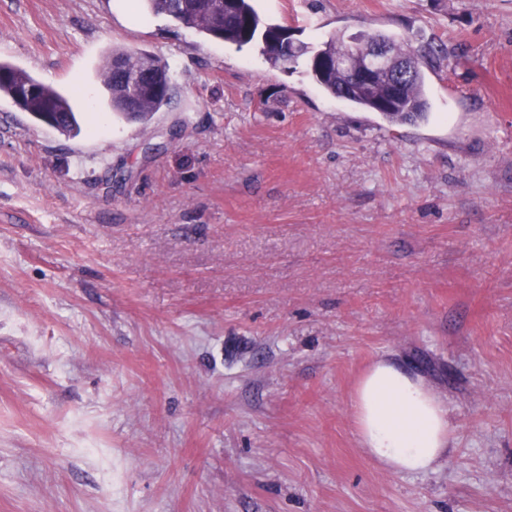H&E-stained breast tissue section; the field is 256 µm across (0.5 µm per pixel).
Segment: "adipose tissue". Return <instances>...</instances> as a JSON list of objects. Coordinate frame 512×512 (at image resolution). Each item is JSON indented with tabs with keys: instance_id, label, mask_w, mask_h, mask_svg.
<instances>
[{
	"instance_id": "obj_1",
	"label": "adipose tissue",
	"mask_w": 512,
	"mask_h": 512,
	"mask_svg": "<svg viewBox=\"0 0 512 512\" xmlns=\"http://www.w3.org/2000/svg\"><path fill=\"white\" fill-rule=\"evenodd\" d=\"M353 412L363 452L391 474L436 470L453 452L446 403L423 376L395 360L379 358L362 375Z\"/></svg>"
}]
</instances>
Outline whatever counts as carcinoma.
<instances>
[{"mask_svg": "<svg viewBox=\"0 0 512 512\" xmlns=\"http://www.w3.org/2000/svg\"><path fill=\"white\" fill-rule=\"evenodd\" d=\"M149 10L164 13L197 32L228 44L243 47L256 40L262 42V53L275 64H287L301 56L311 54L310 70L322 90L351 106L382 114L392 123H413L423 120L430 112L428 89L420 65V55L410 51L407 45L392 40L396 51L413 60L414 72L400 94L387 108L379 105L385 86L377 85L372 90L347 87L341 73L325 68L322 60L344 54L352 49L344 36L338 35L324 42L317 51L311 53L302 44L289 55H284L272 47L271 39L280 31L277 25L264 24L256 12L252 0H226L224 8L211 6L205 0H169V8L160 9L158 0H145ZM122 65L129 71L141 70L147 64H161V61L146 52H132L123 48L112 49L109 61L100 70L101 83L106 100L112 111L131 122H146L153 113L159 111L169 100V93L156 92L150 95L137 93L135 106H130L132 91L128 83L115 72V66ZM9 97L34 122L48 126L63 134H78V115L68 101V97L57 89L44 85L29 73L9 64H0V97Z\"/></svg>", "mask_w": 512, "mask_h": 512, "instance_id": "obj_1", "label": "carcinoma"}]
</instances>
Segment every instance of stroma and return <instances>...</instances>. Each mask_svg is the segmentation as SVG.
I'll return each instance as SVG.
<instances>
[{
    "instance_id": "1",
    "label": "stroma",
    "mask_w": 512,
    "mask_h": 512,
    "mask_svg": "<svg viewBox=\"0 0 512 512\" xmlns=\"http://www.w3.org/2000/svg\"><path fill=\"white\" fill-rule=\"evenodd\" d=\"M254 6L312 50L406 40L432 119L142 0H0V62L82 116L0 98V512H512V0ZM114 46L168 69L148 123L104 102ZM381 357L451 411L435 471L359 446ZM33 88L34 94L19 98V91ZM9 97L34 122L48 126L63 134L77 135L80 132L78 113L68 101V97L57 89L44 85L26 71L9 64H0V97Z\"/></svg>"
}]
</instances>
